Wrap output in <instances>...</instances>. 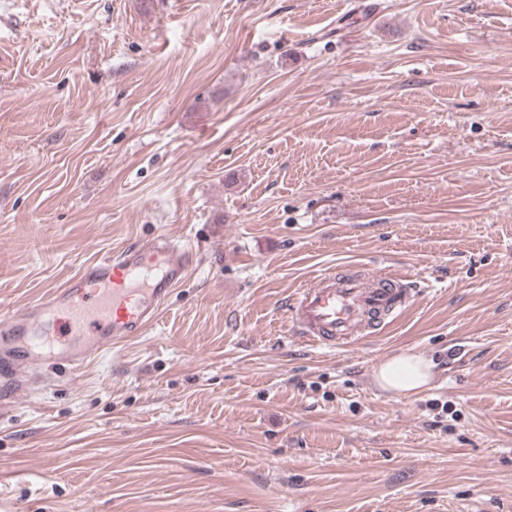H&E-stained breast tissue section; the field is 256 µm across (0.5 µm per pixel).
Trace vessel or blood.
Returning a JSON list of instances; mask_svg holds the SVG:
<instances>
[{"instance_id": "1", "label": "vessel or blood", "mask_w": 512, "mask_h": 512, "mask_svg": "<svg viewBox=\"0 0 512 512\" xmlns=\"http://www.w3.org/2000/svg\"><path fill=\"white\" fill-rule=\"evenodd\" d=\"M195 255L191 243L159 234L83 266L65 287L50 289L24 311L1 314L0 394L26 387L31 368L51 359V352L34 340L36 326L56 337L65 359L77 368L143 335L186 277ZM411 294L404 276L329 270L297 291L289 323L303 342L334 349L384 326Z\"/></svg>"}]
</instances>
